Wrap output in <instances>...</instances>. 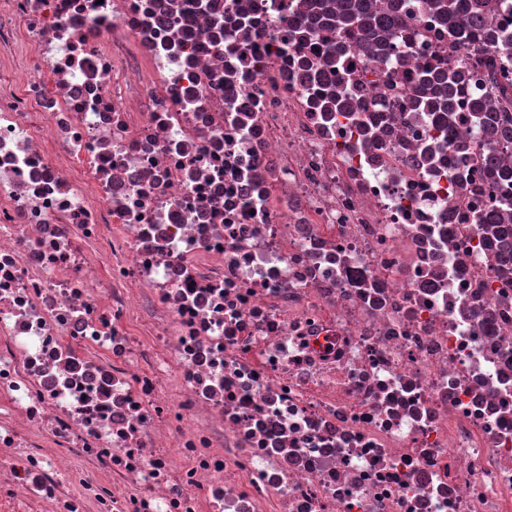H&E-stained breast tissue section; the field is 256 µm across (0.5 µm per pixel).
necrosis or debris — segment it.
I'll return each mask as SVG.
<instances>
[{
	"instance_id": "1",
	"label": "necrosis or debris",
	"mask_w": 512,
	"mask_h": 512,
	"mask_svg": "<svg viewBox=\"0 0 512 512\" xmlns=\"http://www.w3.org/2000/svg\"><path fill=\"white\" fill-rule=\"evenodd\" d=\"M306 3L0 0V512H512V49ZM310 1L311 12L338 33H349L354 27L383 32L395 24L393 16L373 11L368 0H338L336 10L327 9L325 0ZM462 78L460 72L425 73L417 87L416 102L422 111L453 112L452 109L457 102L458 85Z\"/></svg>"
}]
</instances>
